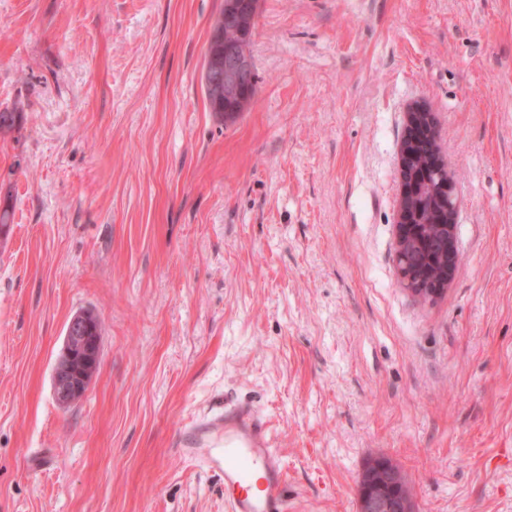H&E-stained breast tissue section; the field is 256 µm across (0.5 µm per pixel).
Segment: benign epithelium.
<instances>
[{
	"instance_id": "benign-epithelium-1",
	"label": "benign epithelium",
	"mask_w": 512,
	"mask_h": 512,
	"mask_svg": "<svg viewBox=\"0 0 512 512\" xmlns=\"http://www.w3.org/2000/svg\"><path fill=\"white\" fill-rule=\"evenodd\" d=\"M257 0H224L220 12L221 23L210 33L205 50L202 73L204 90L215 91L213 98L220 100L224 118L245 111L251 102L248 95L240 94L243 84L253 80V62L248 52L242 49V40L253 39L258 22ZM233 26L239 40L228 41L224 29ZM409 158L405 147L399 148L398 175L399 201L396 214L397 254H408L415 244L414 225L406 221L404 200L411 186L404 179L406 161ZM447 198V210L452 221L437 225L438 236L432 247H447V259L442 279L422 281L413 279L410 272L398 268L401 284L420 301H433L443 296L454 279L460 264L457 219L460 198L453 177L442 184ZM99 320L90 313H76L67 323L64 343L56 363L53 384L57 403L67 407L81 399L88 390L90 381L100 362ZM359 512H415L412 497L407 493L400 471L386 458H373L362 472L358 484Z\"/></svg>"
}]
</instances>
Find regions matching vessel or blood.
Returning a JSON list of instances; mask_svg holds the SVG:
<instances>
[{"mask_svg":"<svg viewBox=\"0 0 512 512\" xmlns=\"http://www.w3.org/2000/svg\"><path fill=\"white\" fill-rule=\"evenodd\" d=\"M196 456L224 477L228 512H287L285 466L258 412L238 405L193 428Z\"/></svg>","mask_w":512,"mask_h":512,"instance_id":"vessel-or-blood-1","label":"vessel or blood"}]
</instances>
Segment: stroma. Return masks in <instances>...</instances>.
<instances>
[{
    "label": "stroma",
    "instance_id": "1",
    "mask_svg": "<svg viewBox=\"0 0 512 512\" xmlns=\"http://www.w3.org/2000/svg\"><path fill=\"white\" fill-rule=\"evenodd\" d=\"M223 0H0V512H226L180 451L234 404L288 512H512V0H260L247 111L201 75ZM461 199L444 297L396 266L405 114ZM101 362L63 408L66 325ZM99 320L76 313L67 323L64 343L56 363L53 384L57 403L67 407L87 392L100 362ZM359 512H415L400 471L385 457H375L358 484Z\"/></svg>",
    "mask_w": 512,
    "mask_h": 512
}]
</instances>
